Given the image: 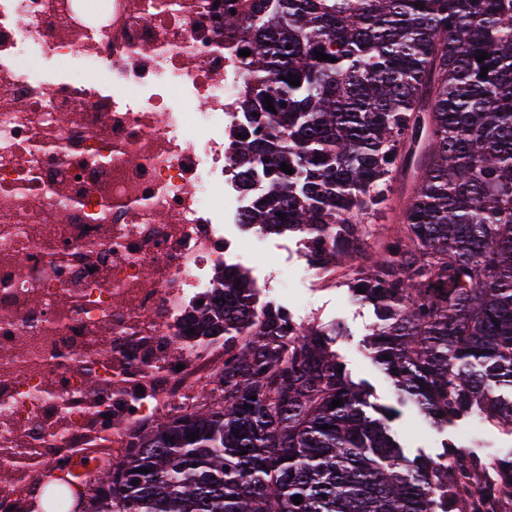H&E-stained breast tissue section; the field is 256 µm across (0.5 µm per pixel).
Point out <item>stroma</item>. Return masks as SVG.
<instances>
[{
  "mask_svg": "<svg viewBox=\"0 0 512 512\" xmlns=\"http://www.w3.org/2000/svg\"><path fill=\"white\" fill-rule=\"evenodd\" d=\"M300 255L301 247L294 237L267 236L254 243L248 255V265L261 288L262 298H270L272 277L276 270H283L289 313L296 316L305 308L324 323L339 324L344 334L337 337L332 348L348 376L363 386L369 402L392 404L393 384L374 363L368 346V329L375 320L372 307L352 298L346 273H339L335 282L327 284L313 276L293 277L289 269L299 264ZM396 426L412 456H437L447 442L466 447L487 460L512 451V436L478 415L462 416L441 430L408 413L397 421Z\"/></svg>",
  "mask_w": 512,
  "mask_h": 512,
  "instance_id": "stroma-1",
  "label": "stroma"
}]
</instances>
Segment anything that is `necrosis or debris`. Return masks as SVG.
Returning <instances> with one entry per match:
<instances>
[{
	"mask_svg": "<svg viewBox=\"0 0 512 512\" xmlns=\"http://www.w3.org/2000/svg\"><path fill=\"white\" fill-rule=\"evenodd\" d=\"M233 7L0 0V512L35 495L13 478L15 447L46 471L73 449L103 456L203 372L188 319L242 268L255 231L239 216L266 191L240 189L229 149L247 89ZM46 58L85 75L43 82ZM105 342L144 392H109ZM176 344L181 370L163 360ZM117 411L122 426L95 439Z\"/></svg>",
	"mask_w": 512,
	"mask_h": 512,
	"instance_id": "4bbe7bcc",
	"label": "necrosis or debris"
}]
</instances>
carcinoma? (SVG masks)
<instances>
[{"label": "carcinoma", "mask_w": 512, "mask_h": 512, "mask_svg": "<svg viewBox=\"0 0 512 512\" xmlns=\"http://www.w3.org/2000/svg\"><path fill=\"white\" fill-rule=\"evenodd\" d=\"M224 21L250 50L232 160L267 186L242 223L307 237L320 267L361 260L348 287L375 310L369 346L398 404L438 428L473 411L512 427L495 393L512 391V0H247ZM408 167L400 227L378 237ZM257 295L224 270L197 343L224 361L194 403L82 490L24 468L40 493L13 512H512V452L408 459L338 373L339 327L297 326Z\"/></svg>", "instance_id": "obj_1"}]
</instances>
